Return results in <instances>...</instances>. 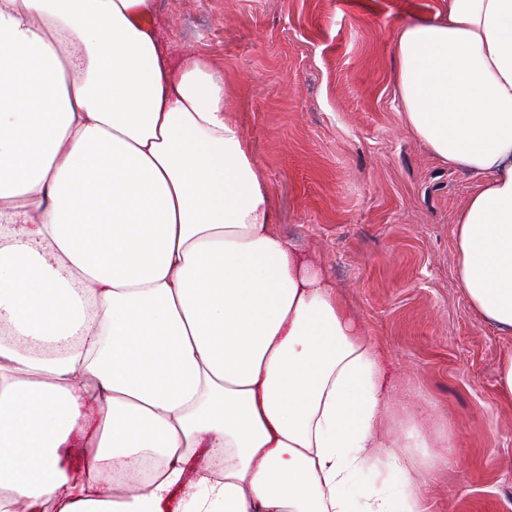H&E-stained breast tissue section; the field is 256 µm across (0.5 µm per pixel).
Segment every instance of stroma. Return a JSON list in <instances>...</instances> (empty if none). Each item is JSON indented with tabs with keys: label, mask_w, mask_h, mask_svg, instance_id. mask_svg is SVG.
Segmentation results:
<instances>
[{
	"label": "stroma",
	"mask_w": 512,
	"mask_h": 512,
	"mask_svg": "<svg viewBox=\"0 0 512 512\" xmlns=\"http://www.w3.org/2000/svg\"><path fill=\"white\" fill-rule=\"evenodd\" d=\"M444 0H156L172 61L200 56L236 90L277 229L321 266L387 380L411 379L423 417L451 424L455 467L427 512H512V401L501 335L456 278L454 219L475 182L407 130L394 31Z\"/></svg>",
	"instance_id": "35a3bbf8"
}]
</instances>
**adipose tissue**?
Wrapping results in <instances>:
<instances>
[{
	"label": "adipose tissue",
	"mask_w": 512,
	"mask_h": 512,
	"mask_svg": "<svg viewBox=\"0 0 512 512\" xmlns=\"http://www.w3.org/2000/svg\"><path fill=\"white\" fill-rule=\"evenodd\" d=\"M152 11L0 0V512H424L453 433L277 231L223 71L172 63ZM394 50L405 125L476 180L459 284L510 336L512 0H444Z\"/></svg>",
	"instance_id": "obj_1"
}]
</instances>
